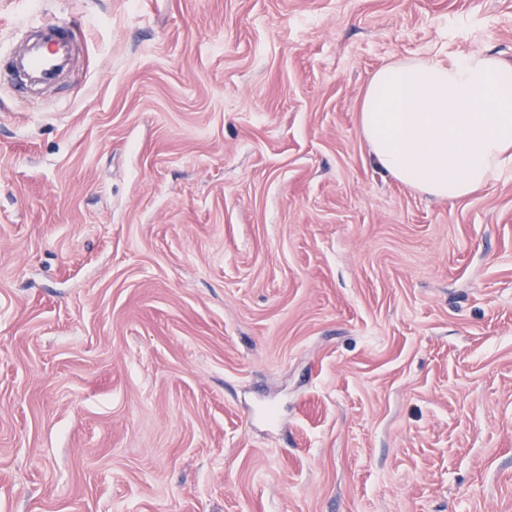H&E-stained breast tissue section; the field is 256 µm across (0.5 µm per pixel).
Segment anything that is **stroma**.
Wrapping results in <instances>:
<instances>
[{
  "instance_id": "stroma-1",
  "label": "stroma",
  "mask_w": 512,
  "mask_h": 512,
  "mask_svg": "<svg viewBox=\"0 0 512 512\" xmlns=\"http://www.w3.org/2000/svg\"><path fill=\"white\" fill-rule=\"evenodd\" d=\"M0 512H512V175L438 201L383 65L512 59V0H0ZM27 28L39 32V39L33 44L9 51L7 75L14 77L25 72L42 84H54L69 65L74 53L75 40L71 30L63 20L51 22L41 16L30 18Z\"/></svg>"
}]
</instances>
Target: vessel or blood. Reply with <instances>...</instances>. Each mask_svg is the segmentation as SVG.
I'll return each instance as SVG.
<instances>
[{"mask_svg":"<svg viewBox=\"0 0 512 512\" xmlns=\"http://www.w3.org/2000/svg\"><path fill=\"white\" fill-rule=\"evenodd\" d=\"M27 27L39 34L37 42L13 48L9 52V73H27L43 84H54L70 63L75 40L65 21H48L35 16Z\"/></svg>","mask_w":512,"mask_h":512,"instance_id":"vessel-or-blood-1","label":"vessel or blood"}]
</instances>
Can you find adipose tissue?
<instances>
[{"label":"adipose tissue","mask_w":512,"mask_h":512,"mask_svg":"<svg viewBox=\"0 0 512 512\" xmlns=\"http://www.w3.org/2000/svg\"><path fill=\"white\" fill-rule=\"evenodd\" d=\"M360 129L396 181L440 200L478 193L512 169V61L479 52L383 66L363 94Z\"/></svg>","instance_id":"adipose-tissue-1"}]
</instances>
